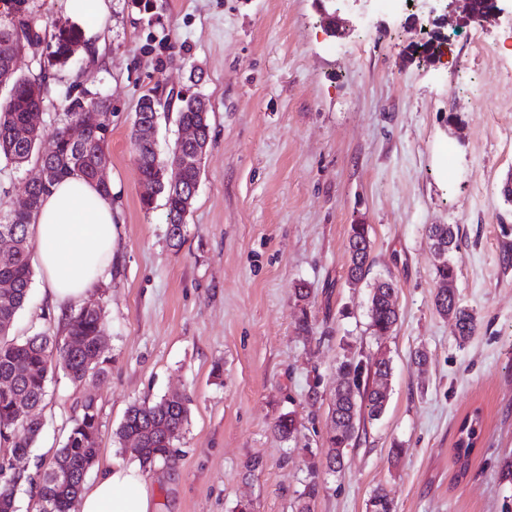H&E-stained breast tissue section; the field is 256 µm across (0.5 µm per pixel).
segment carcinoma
I'll list each match as a JSON object with an SVG mask.
<instances>
[{"mask_svg": "<svg viewBox=\"0 0 512 512\" xmlns=\"http://www.w3.org/2000/svg\"><path fill=\"white\" fill-rule=\"evenodd\" d=\"M79 40V31L69 26L59 27L51 39L49 58L57 65L69 62L72 46ZM28 43L27 31L19 27L10 11L0 15V74L9 70L12 53ZM47 84V72L41 69L29 76L13 75L7 93L0 95V164L13 172L21 171L30 162L46 163L52 170L45 183L26 184L24 193L32 201L34 211L13 213L9 204L0 201V236L14 240L12 250L0 253V379L12 380V387L0 388V512H18L16 490L32 477L12 471L11 461L29 454L38 439L42 422L36 411L42 407L48 384L62 376L79 386L105 374L106 357L99 355L98 340L106 326L105 311L72 309L65 315L63 335L48 336L34 330L26 336L12 335L19 312L25 307L33 282L30 264V224L36 218L43 196L60 180L75 174V160L81 161V175L92 176L96 153L107 146L101 132L99 113L84 112L80 101L65 105V122L51 131L30 124L31 115L42 107V100L31 93L35 83ZM77 121L86 126V136L72 142L66 130ZM178 125L203 128L204 138H210V118H202L197 96L180 100L177 108ZM194 147L176 142L169 156L162 159L147 144L139 147L137 166L139 182L156 187L154 194L141 196L142 207L152 209V200L164 198L167 218L173 223L169 238L179 245L184 240L186 218L193 204L195 187L201 179V169L191 165L181 168L176 186L160 179V171L168 164L184 160ZM427 236L437 255L442 257L435 267L436 277L446 285V296H434L435 309L455 322L456 339L464 344L476 331L475 313L460 303L456 296L457 272L448 255L459 248L458 229L451 224H431ZM347 249L350 257L348 282L356 285L370 273V225H350ZM397 286L392 277L377 278L371 284L369 327L376 336H387L396 327L399 314L395 294ZM388 359L372 357L366 361L347 359L340 365V377L333 393L332 431L325 454L326 467L336 473L342 470L346 450L360 441L365 419H378L385 411L387 396L372 386L375 377L388 375ZM19 399L27 401L28 417L18 420L14 406ZM71 427L63 445L45 462L38 492L26 512H76L78 494L85 482L84 474L94 465L97 454L98 408L92 396L75 402ZM190 400L180 395L164 396L156 401L131 404L114 432L116 442L123 446L134 444L140 467L152 471L156 466L176 464L175 442L188 424ZM465 436L456 443L458 474H466L471 454L482 432V413L474 410L466 418ZM373 512H395L394 500L383 487L374 490L370 498Z\"/></svg>", "mask_w": 512, "mask_h": 512, "instance_id": "cac0c4a2", "label": "carcinoma"}]
</instances>
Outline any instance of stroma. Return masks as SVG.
<instances>
[{
    "mask_svg": "<svg viewBox=\"0 0 512 512\" xmlns=\"http://www.w3.org/2000/svg\"><path fill=\"white\" fill-rule=\"evenodd\" d=\"M101 31L76 62L50 69L43 115L64 93L112 101L107 177L116 239L102 296L108 372L51 384L43 433L27 458L58 448L74 398L99 408L95 482L135 463L114 431L126 408L178 392L191 399L176 469L146 473L156 512H366L376 488L396 512H512V18L447 25L442 60L414 9L365 0H106ZM173 44L166 52L164 44ZM164 105L161 150L177 137L180 98L211 108V137L185 240L162 205L143 209L131 129L139 100ZM371 227V277L397 285L400 322L368 328L370 286L347 281L351 225ZM430 224L459 228L455 288L477 329L456 341L433 303ZM306 288L299 298L297 288ZM308 317L310 332L298 328ZM60 335L41 280L13 332ZM427 359L415 364L416 351ZM385 352L388 406L366 423L346 467H325L331 398L347 358ZM481 410L465 475L458 428ZM293 414L297 431L275 424ZM260 460L248 470L250 460Z\"/></svg>",
    "mask_w": 512,
    "mask_h": 512,
    "instance_id": "obj_1",
    "label": "stroma"
}]
</instances>
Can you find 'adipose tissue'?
Returning a JSON list of instances; mask_svg holds the SVG:
<instances>
[{
  "instance_id": "ef3b65f1",
  "label": "adipose tissue",
  "mask_w": 512,
  "mask_h": 512,
  "mask_svg": "<svg viewBox=\"0 0 512 512\" xmlns=\"http://www.w3.org/2000/svg\"><path fill=\"white\" fill-rule=\"evenodd\" d=\"M30 235L35 263L58 314L79 307L112 274L115 223L112 199L80 176L56 183L39 208ZM79 512H155L138 466L115 464L82 490Z\"/></svg>"
}]
</instances>
